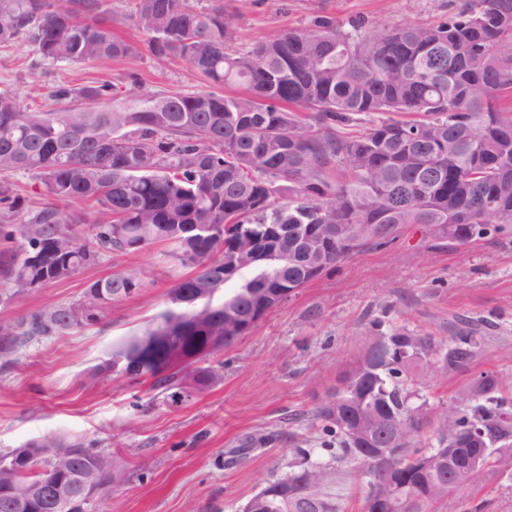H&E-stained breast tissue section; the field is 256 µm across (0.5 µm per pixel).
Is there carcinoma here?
<instances>
[{"instance_id": "obj_1", "label": "carcinoma", "mask_w": 512, "mask_h": 512, "mask_svg": "<svg viewBox=\"0 0 512 512\" xmlns=\"http://www.w3.org/2000/svg\"><path fill=\"white\" fill-rule=\"evenodd\" d=\"M104 0H0V44L20 38L46 62L81 64L121 59L131 47L100 22ZM135 21L148 34L157 63L189 64L211 86L241 92L131 88L99 109L112 84L58 85L51 97L81 98L85 108L61 112L23 107L0 91V356L38 339L100 323L112 301L148 287L141 278L110 274L89 283L72 303L4 316L15 295L68 279L112 254L165 244V256L194 269L174 288H210L197 320L169 305L94 368L153 378L174 399L201 391L218 376L213 352L188 357L191 336L224 335V312L251 318L250 288L258 279L286 284L292 294L335 269L365 244L385 247L395 234L369 232L349 243L329 236L332 224L439 225L441 238L482 240L512 231V0H461L431 23L369 30L318 16L247 49L232 50L237 17L213 0H135ZM312 112L311 122L299 115ZM410 113L411 120L370 121L342 137L360 115ZM26 174L49 201L33 204L12 176ZM89 202L103 219L86 233L67 223L59 204ZM269 224L304 236L326 257L311 271L254 256ZM237 259L227 295L225 261ZM481 340L464 323L437 341L406 327L377 331L345 377L360 392L361 413L384 432L399 425L402 452L392 460L360 455L349 419L330 401L312 419L327 436L331 460L297 449L300 460L269 479L243 512H344L331 484L333 463L356 460L367 489L361 512H434L461 488L432 459L458 444L455 465L484 449L489 467L512 473V380L487 372L483 387L467 384L456 404L435 407L422 394L432 373L467 374ZM436 433L419 444L433 412ZM479 427L485 442L457 440ZM33 456L0 452V483L44 494L53 463L77 473L98 469L106 491L124 480L108 472L110 456L94 441L46 435L25 444Z\"/></svg>"}]
</instances>
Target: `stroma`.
<instances>
[{"mask_svg": "<svg viewBox=\"0 0 512 512\" xmlns=\"http://www.w3.org/2000/svg\"><path fill=\"white\" fill-rule=\"evenodd\" d=\"M448 0H224L237 16L236 45L250 46L283 30L306 28L320 15L368 28L425 23ZM104 25L132 47L131 56L85 64H48L39 76L28 66L22 40L0 48V90L33 109L73 108L49 99L50 87L111 83L128 86L138 74L147 94L200 91L186 62L158 66L134 20L133 0H104ZM112 273L145 277L147 288L113 302L95 326L18 348L0 367V450L57 434L97 440L125 473L99 512H241L264 483L288 472L298 449L319 448L323 434L311 413L335 390L373 322L404 326L447 339L448 322L464 314L479 322L482 346L475 371L512 378V234L455 246L407 224L388 249L363 246L336 271L295 292L231 345L211 358L218 379L175 406L149 378L91 369L160 312L166 293L188 270L163 247L102 261L34 293L17 295L9 315L80 299L91 281ZM512 512V478L481 473L449 495L438 512Z\"/></svg>", "mask_w": 512, "mask_h": 512, "instance_id": "35a3bbf8", "label": "stroma"}]
</instances>
